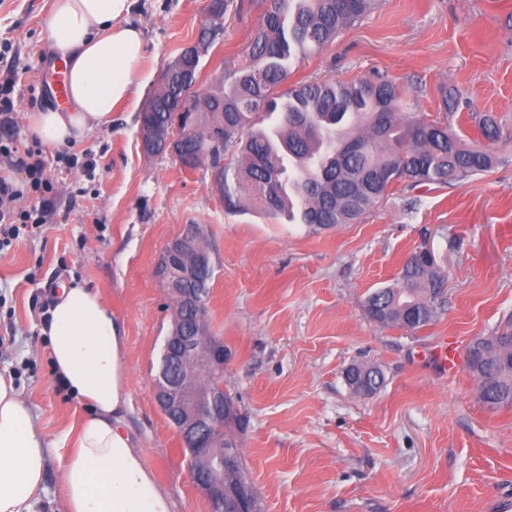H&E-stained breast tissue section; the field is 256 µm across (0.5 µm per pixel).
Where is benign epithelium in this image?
Instances as JSON below:
<instances>
[{
	"label": "benign epithelium",
	"instance_id": "1",
	"mask_svg": "<svg viewBox=\"0 0 512 512\" xmlns=\"http://www.w3.org/2000/svg\"><path fill=\"white\" fill-rule=\"evenodd\" d=\"M221 33L220 26H209V39L189 45L184 56L169 64L162 83L190 82L192 88H199V83L192 82L191 64L208 54L210 40ZM139 135L148 156L165 150L180 155L176 134L156 122L151 112L141 113ZM204 238L200 225H187L167 243L159 261L163 287L176 301L174 316L183 311L192 319L171 324L153 392L157 405L183 438L194 483L207 498L211 512H256L259 494L251 480L224 481L225 474L238 468L237 453L225 444L224 430L239 412L224 391V350L206 327L202 289L196 287L212 269L209 254L200 249ZM377 371L372 365H351L345 380L357 393L367 388L368 374Z\"/></svg>",
	"mask_w": 512,
	"mask_h": 512
}]
</instances>
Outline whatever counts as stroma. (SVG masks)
<instances>
[{"mask_svg": "<svg viewBox=\"0 0 512 512\" xmlns=\"http://www.w3.org/2000/svg\"><path fill=\"white\" fill-rule=\"evenodd\" d=\"M209 0H135L144 32L141 82L108 124L73 142L94 170L44 147L54 208L0 251V369L54 449L36 512H59L63 442L83 408L54 379L40 328L58 283L98 291L127 340L126 424L178 512H210L182 441L152 397L172 304L155 274L164 246L201 224L214 259L209 322L224 343V388L246 427L237 444L262 512H504L512 504V407L477 397L466 352L512 315V0H380L335 42L292 67L291 82L377 74L399 85L413 117L434 119L437 89L456 87L501 128L495 166L467 181L397 185L358 222L325 230L242 203L225 209L209 171L145 155L140 113L169 63L209 21ZM51 0H0V76L13 75L14 112L0 139L30 143L28 117L53 106L45 48ZM262 13L230 0L222 34L200 63L209 76L240 59ZM430 247L447 276V310L409 332L370 321L364 302L393 286L404 259ZM454 343L458 365L431 355ZM376 365L370 397L344 379Z\"/></svg>", "mask_w": 512, "mask_h": 512, "instance_id": "stroma-1", "label": "stroma"}]
</instances>
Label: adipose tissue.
Here are the masks:
<instances>
[{
	"label": "adipose tissue",
	"instance_id": "1",
	"mask_svg": "<svg viewBox=\"0 0 512 512\" xmlns=\"http://www.w3.org/2000/svg\"><path fill=\"white\" fill-rule=\"evenodd\" d=\"M133 0H54L46 43L66 67L68 104L29 117L48 146L83 138L128 100L141 71L143 31ZM52 370L90 410L69 437L59 476L63 512H176L126 429L129 371L119 319L82 282L61 284L42 330ZM52 446L11 373H0V512H33Z\"/></svg>",
	"mask_w": 512,
	"mask_h": 512
}]
</instances>
